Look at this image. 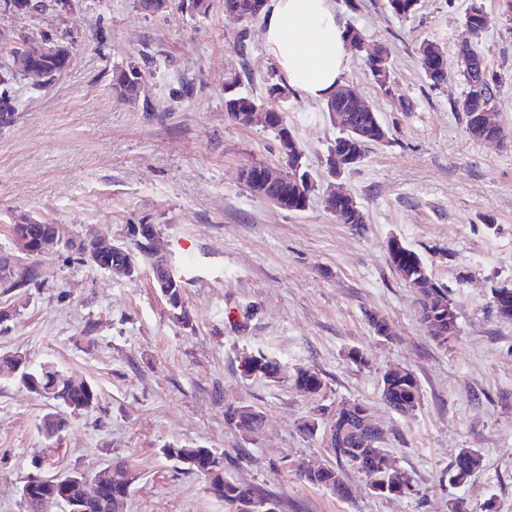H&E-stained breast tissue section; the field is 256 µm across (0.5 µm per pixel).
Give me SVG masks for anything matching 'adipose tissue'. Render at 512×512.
Here are the masks:
<instances>
[{"mask_svg": "<svg viewBox=\"0 0 512 512\" xmlns=\"http://www.w3.org/2000/svg\"><path fill=\"white\" fill-rule=\"evenodd\" d=\"M346 27L332 0H269L262 37L289 86L313 100L329 99L346 69Z\"/></svg>", "mask_w": 512, "mask_h": 512, "instance_id": "ef3b65f1", "label": "adipose tissue"}]
</instances>
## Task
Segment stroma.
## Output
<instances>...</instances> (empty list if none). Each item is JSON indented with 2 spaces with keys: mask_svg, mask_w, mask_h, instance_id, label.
I'll return each instance as SVG.
<instances>
[{
  "mask_svg": "<svg viewBox=\"0 0 512 512\" xmlns=\"http://www.w3.org/2000/svg\"><path fill=\"white\" fill-rule=\"evenodd\" d=\"M475 0H420L415 14L392 17L387 0H334L366 51L347 52L345 84L378 112L389 140L370 145L339 179L363 207V227L340 223L313 195L289 212L255 197L240 179L245 165L280 164V145L259 125L228 119L224 85L262 99L278 64L260 21L244 23L211 0L207 14L178 8L144 15L137 0H32L17 12L0 0V36H63L74 44L67 69L35 88L16 77L15 101L0 122V251L14 224H62L72 236L95 228L116 244L128 227L154 224L158 247L185 283L192 319L185 328L154 288L149 265L115 278L62 254L40 257L35 287L0 292L11 311L0 326V355L25 353L89 381L94 409L69 414L57 446L39 432L44 397L0 373V512H25L19 489L38 461L53 469L94 472L126 461L138 475L126 512H224L208 479L161 453L168 443L223 453L237 481L262 486L282 512H512V320L493 304L512 288V17L503 0L480 1L477 47L489 70L504 74L494 110L501 144L471 139L455 102L459 45ZM438 44L447 83L431 87L418 46ZM393 60L394 97L382 95L367 50ZM137 63L145 89L129 104L112 93V67ZM305 165L327 178L336 135L324 104L292 94L280 101ZM399 239L419 252L433 279L447 286L457 331L438 346L415 296L392 271L386 245ZM387 319L380 336L368 317ZM361 351L366 361L349 358ZM262 353L280 366L277 379L247 378L246 358ZM412 372L420 403L402 416L381 398L388 369ZM318 371L322 391L293 383ZM366 405L384 432L394 467L407 474L402 496L371 493L369 478L341 468L348 496L301 480L300 470L332 467L328 433L341 402ZM262 412L250 437L230 426L224 408ZM315 418L316 434L301 425ZM480 467L449 484L462 449Z\"/></svg>",
  "mask_w": 512,
  "mask_h": 512,
  "instance_id": "35a3bbf8",
  "label": "stroma"
}]
</instances>
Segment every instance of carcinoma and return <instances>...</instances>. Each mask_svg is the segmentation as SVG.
Returning a JSON list of instances; mask_svg holds the SVG:
<instances>
[{
	"instance_id": "cac0c4a2",
	"label": "carcinoma",
	"mask_w": 512,
	"mask_h": 512,
	"mask_svg": "<svg viewBox=\"0 0 512 512\" xmlns=\"http://www.w3.org/2000/svg\"><path fill=\"white\" fill-rule=\"evenodd\" d=\"M256 0H224V10L236 12L245 22L256 20L261 12L255 9ZM419 0H388L392 15L403 20L411 16L416 10ZM465 27L469 34L478 37L484 27L482 7L472 4L465 15ZM463 64L461 77L465 86L464 95L455 103V110L464 114L465 129L468 136L476 141H483L490 136L504 135V129L494 112L493 99L497 88L503 83L500 74L490 71L486 65L476 62L479 52L469 43L460 48ZM420 68L425 79L432 87H438L448 81V72L444 68L441 48L430 41H423L418 47ZM14 71L8 73V78L16 75L28 76L30 67H40L46 73L59 76L63 69V59L55 55H46L31 60L14 62ZM368 69L374 83L384 96H394L392 87V60L388 53L382 51L379 55L368 60ZM144 75L141 70L130 65H117L112 70V90L115 95L129 103L140 98ZM239 77L227 81L228 94L224 99L225 110L228 117L234 121L239 115L254 111H265L271 114L268 129L278 138L280 146L288 147L285 154L286 168L281 177L272 181L265 189L269 195L275 196L284 203V210L299 212L305 210L311 197L319 191V184L313 173L303 163V150L292 131L288 128L284 113L276 107V101L284 99L290 92V86L283 77L271 73L267 79L268 101L261 102L249 95L241 94L236 90ZM325 112L328 113L331 123H336L333 113L342 117V126L338 127V134L328 148L327 165H340L343 171L354 169L364 158L369 145L383 143L388 139V132L380 121L378 112L372 108L362 106V96L359 93L345 95L337 91L325 103ZM330 208L338 213V219L344 224H364L366 215L362 206L350 210L349 205L342 200H335ZM130 242L119 245L121 251L113 252L111 259L122 260L132 258L135 260L133 270L127 277H134L140 273L141 260L145 257L143 251L148 249L142 236L136 233L135 227L129 230ZM12 241L26 240L31 246L42 242L62 239L64 252L79 262H88L86 256V243L67 232L61 224H14L11 227ZM389 265L394 272L403 274L402 280H411L419 293L417 304L420 318L433 340L441 345L448 342V337L456 331V316L448 298V289L439 285L428 273L427 267L420 254L406 245L401 246L395 254L388 256ZM38 269L33 263L25 265L21 274L12 280L0 281V288L4 291H16L20 295L25 289L36 284ZM166 302L182 322V326L191 325L184 306V283L176 280V287L170 293ZM0 367L10 371H17L18 380L31 392L40 394L52 400H59L70 405V409H91L97 403V390L91 383L85 381L80 385L72 384L71 377L53 364H42L36 368L31 367L28 357L24 353L15 352L0 358ZM243 374L247 377L275 378L279 374V365L276 360L264 354L252 356L244 361ZM295 385L308 394L315 395L323 389L322 377L314 372L305 376L300 372ZM381 396L391 409L401 410V406H408L414 411L419 404L420 388L413 375L391 377L383 374L381 382ZM360 407L358 403L344 402L337 408L338 418L330 428L334 440L333 452L336 460L347 464L363 474L376 469L385 479L380 494L388 496L394 491L395 481L403 478V474L394 469L385 450L378 447L382 431L376 424H368L355 416V410ZM224 417L232 424L243 437L255 433L263 423L261 413L250 405H235L229 403L225 406ZM68 426V419L63 413L55 410L44 415L41 432L44 439L56 444L61 434ZM203 451L201 447H190L178 443H169L160 449L161 454L174 460L184 456L197 455ZM479 457L467 450H461L448 469V480L451 483H464L479 468ZM192 470L208 477L212 489L224 499L227 512H238L239 504L249 498L267 499L270 494L262 487L241 483L228 476L224 470V454L208 450V453L198 458V465ZM307 482L338 492L340 485L344 484L340 471L332 468H323L314 472L301 474ZM128 499L129 492L121 491L116 487H106L100 490V501L91 507L89 512H108L107 503L118 499V496Z\"/></svg>"
}]
</instances>
